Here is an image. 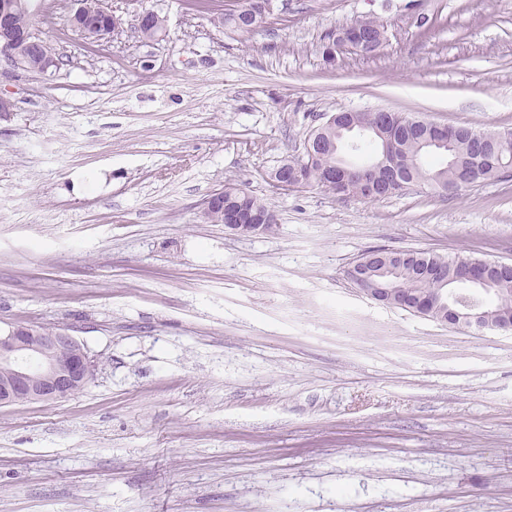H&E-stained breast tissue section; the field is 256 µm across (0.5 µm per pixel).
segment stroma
Wrapping results in <instances>:
<instances>
[{
	"mask_svg": "<svg viewBox=\"0 0 512 512\" xmlns=\"http://www.w3.org/2000/svg\"><path fill=\"white\" fill-rule=\"evenodd\" d=\"M28 0L60 59L0 57V330L66 328L95 365L69 398L0 407V512H512V334L360 294L367 250L512 262V180L441 195L278 188L337 112L512 128V0ZM166 21L139 40V10ZM385 27L373 54L326 32ZM235 183L269 233L208 224ZM84 4L83 8L80 2H76L79 6L77 12L81 10L83 15L76 16L72 15V25L78 32L86 31L92 28L96 24H104L107 20L104 13L102 12V6L99 0H80ZM269 0H238L237 9L224 13V26L233 28L242 34L252 33L262 23Z\"/></svg>",
	"mask_w": 512,
	"mask_h": 512,
	"instance_id": "35a3bbf8",
	"label": "stroma"
}]
</instances>
